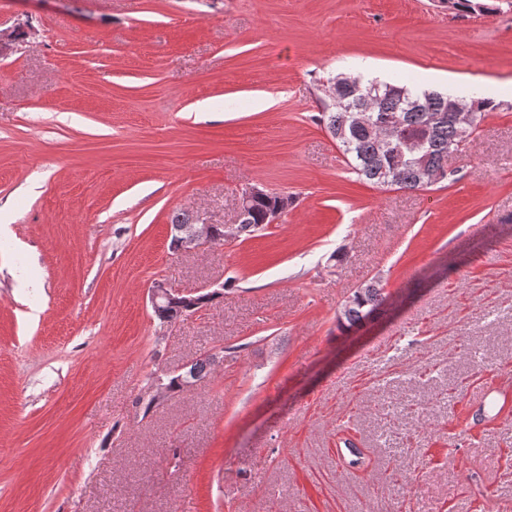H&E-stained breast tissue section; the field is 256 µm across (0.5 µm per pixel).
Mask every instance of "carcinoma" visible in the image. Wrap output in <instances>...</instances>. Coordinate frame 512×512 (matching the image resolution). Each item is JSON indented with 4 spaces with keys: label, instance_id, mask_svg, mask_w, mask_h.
<instances>
[{
    "label": "carcinoma",
    "instance_id": "1",
    "mask_svg": "<svg viewBox=\"0 0 512 512\" xmlns=\"http://www.w3.org/2000/svg\"><path fill=\"white\" fill-rule=\"evenodd\" d=\"M456 12H480L492 15L498 0H450ZM340 100H321L322 122L337 139L345 155L351 157L355 173L370 183L397 186L412 191L425 189L418 158L448 174V150L463 139L461 127L448 112V94L436 90H413L405 84L366 82L362 77L346 78L338 88ZM367 111L370 127L352 125L350 113ZM345 136L338 137L340 129ZM293 197L267 193L253 199L249 216L240 224V236L249 237L269 223L277 211H285ZM192 215L178 212L171 218L169 247L179 250V229L191 224ZM383 301L382 288L376 281L357 289L338 319L342 328H353L370 316Z\"/></svg>",
    "mask_w": 512,
    "mask_h": 512
}]
</instances>
